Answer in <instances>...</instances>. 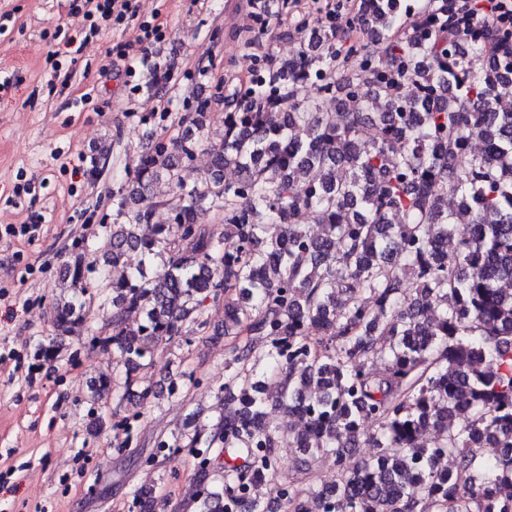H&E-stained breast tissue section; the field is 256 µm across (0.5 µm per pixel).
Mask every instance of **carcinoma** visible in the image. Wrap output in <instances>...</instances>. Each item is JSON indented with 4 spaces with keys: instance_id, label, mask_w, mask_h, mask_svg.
I'll list each match as a JSON object with an SVG mask.
<instances>
[{
    "instance_id": "obj_1",
    "label": "carcinoma",
    "mask_w": 512,
    "mask_h": 512,
    "mask_svg": "<svg viewBox=\"0 0 512 512\" xmlns=\"http://www.w3.org/2000/svg\"><path fill=\"white\" fill-rule=\"evenodd\" d=\"M402 14V0H360L340 34L326 21L297 27L291 56L266 58L224 99L217 136L203 100L180 136L147 139L112 191L100 242L64 265L56 335L96 319L112 331L99 343L116 368L89 380L95 401L130 391L158 350L205 331L206 300L224 299V335L242 340L225 362L221 411L176 445L196 461L194 512H265L256 489L278 467L269 402L304 415L300 465L336 463V479L305 501L272 483L288 512L512 504V111L501 108L512 28L478 24L455 0H429L410 24ZM201 151L210 163L190 184ZM160 208L165 224L154 223ZM203 212L224 230L199 223ZM152 396L142 388L122 423ZM428 429L441 435L432 447L420 442ZM363 442L376 454L347 465ZM490 444L504 452L478 462ZM214 448L229 457L222 474Z\"/></svg>"
}]
</instances>
